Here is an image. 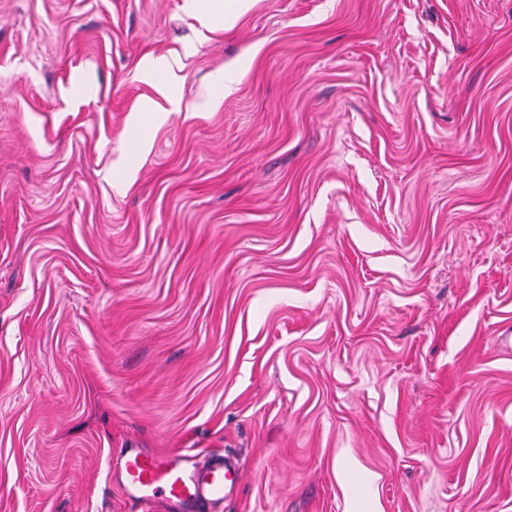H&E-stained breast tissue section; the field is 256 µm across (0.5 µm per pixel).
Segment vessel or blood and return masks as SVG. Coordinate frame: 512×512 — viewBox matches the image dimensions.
I'll return each mask as SVG.
<instances>
[{
  "instance_id": "obj_1",
  "label": "vessel or blood",
  "mask_w": 512,
  "mask_h": 512,
  "mask_svg": "<svg viewBox=\"0 0 512 512\" xmlns=\"http://www.w3.org/2000/svg\"><path fill=\"white\" fill-rule=\"evenodd\" d=\"M238 475L237 464L220 457L199 460L189 454L161 456L133 448L125 453L124 488L143 504L161 500L196 512L199 505L222 503L233 492Z\"/></svg>"
}]
</instances>
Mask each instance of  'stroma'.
<instances>
[{
	"instance_id": "stroma-1",
	"label": "stroma",
	"mask_w": 512,
	"mask_h": 512,
	"mask_svg": "<svg viewBox=\"0 0 512 512\" xmlns=\"http://www.w3.org/2000/svg\"><path fill=\"white\" fill-rule=\"evenodd\" d=\"M129 448L512 512V0H0V512H183ZM248 0H187L189 10L208 28H221L242 13ZM145 68L158 92L166 98L172 96L174 86L167 60L164 57L149 58L145 62Z\"/></svg>"
}]
</instances>
